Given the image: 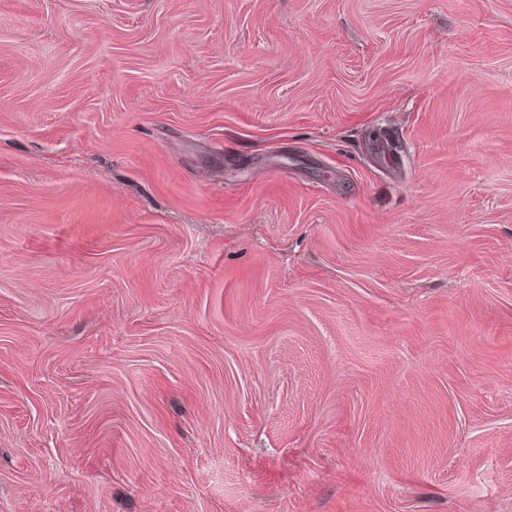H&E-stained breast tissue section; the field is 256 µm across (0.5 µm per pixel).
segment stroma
<instances>
[{
  "label": "stroma",
  "mask_w": 512,
  "mask_h": 512,
  "mask_svg": "<svg viewBox=\"0 0 512 512\" xmlns=\"http://www.w3.org/2000/svg\"><path fill=\"white\" fill-rule=\"evenodd\" d=\"M0 512H512V0H0Z\"/></svg>",
  "instance_id": "1"
}]
</instances>
